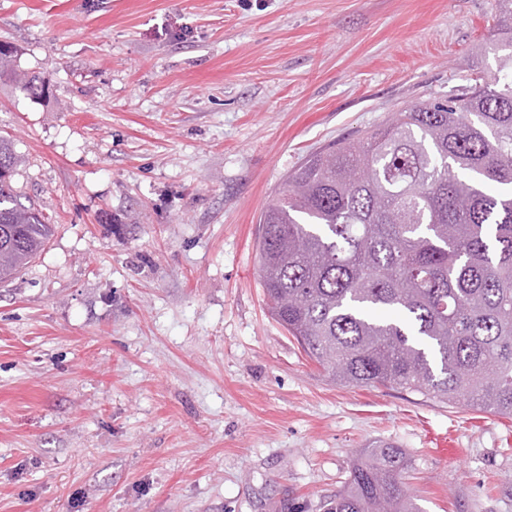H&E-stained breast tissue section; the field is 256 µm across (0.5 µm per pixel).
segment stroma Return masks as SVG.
Returning <instances> with one entry per match:
<instances>
[{
  "label": "stroma",
  "instance_id": "35a3bbf8",
  "mask_svg": "<svg viewBox=\"0 0 512 512\" xmlns=\"http://www.w3.org/2000/svg\"><path fill=\"white\" fill-rule=\"evenodd\" d=\"M494 0H0L12 185L0 512H325L401 448L422 512H512V419L343 386L277 324L259 218L303 159L495 62ZM15 57L14 49L10 45L0 43V76L9 75L25 91L35 94L40 88V92H42V84L40 86L37 84L40 78L36 75L19 73L14 64ZM18 158L12 142L0 138V282L11 279L43 249L52 224L31 203L22 202L11 178Z\"/></svg>",
  "mask_w": 512,
  "mask_h": 512
}]
</instances>
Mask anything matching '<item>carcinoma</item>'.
<instances>
[{"mask_svg":"<svg viewBox=\"0 0 512 512\" xmlns=\"http://www.w3.org/2000/svg\"><path fill=\"white\" fill-rule=\"evenodd\" d=\"M490 35L497 76L428 99L310 154L264 208L257 242L272 318L334 381L398 387L512 417V0ZM0 43V76L25 91ZM0 138V282L43 249L52 225L22 202ZM383 444L352 466L326 512H422Z\"/></svg>","mask_w":512,"mask_h":512,"instance_id":"obj_1","label":"carcinoma"}]
</instances>
